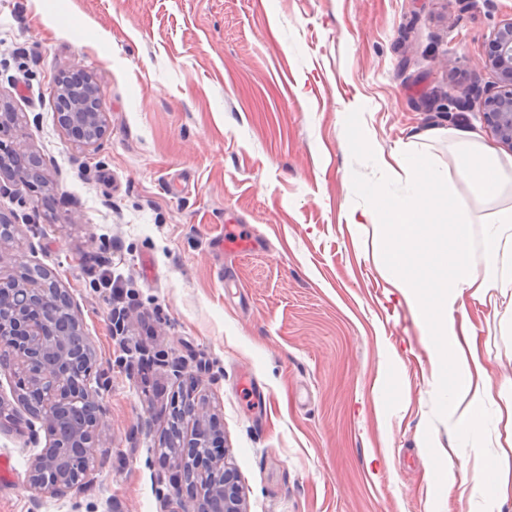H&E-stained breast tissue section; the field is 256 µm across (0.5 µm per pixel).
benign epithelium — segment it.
<instances>
[{
    "label": "benign epithelium",
    "instance_id": "benign-epithelium-1",
    "mask_svg": "<svg viewBox=\"0 0 512 512\" xmlns=\"http://www.w3.org/2000/svg\"><path fill=\"white\" fill-rule=\"evenodd\" d=\"M484 66L494 70L503 88L481 103L498 138L512 144V19L498 28ZM55 93L66 102L57 113L64 131H81L91 148L106 132V113L89 108L85 85L71 87L54 77ZM1 361H14L25 372V393L18 401L47 432L45 448L31 463L30 488L60 495L78 484L90 468L92 451L106 426L107 412L90 387L92 348L84 336L77 307L51 274L19 275L0 280ZM205 399H174L176 439L164 452L176 481L200 489L192 512H242L235 475L224 466L221 449L212 447L204 424Z\"/></svg>",
    "mask_w": 512,
    "mask_h": 512
}]
</instances>
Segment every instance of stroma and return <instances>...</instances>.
I'll return each instance as SVG.
<instances>
[{
    "label": "stroma",
    "instance_id": "obj_1",
    "mask_svg": "<svg viewBox=\"0 0 512 512\" xmlns=\"http://www.w3.org/2000/svg\"><path fill=\"white\" fill-rule=\"evenodd\" d=\"M510 19L512 0H0V109L42 173H0V277L38 266L68 290L108 420L82 484L35 494L40 448L18 371L0 367V456L16 467L0 512H191L159 459L191 375L245 512H480L436 481L475 452L448 448L442 376L367 213L372 191L406 190L397 148L451 167L426 130L512 157L482 109L436 107L497 91L483 61ZM78 70L106 113L89 149L59 127L51 85ZM228 224L257 249L224 252ZM478 333L500 386L512 335L489 305Z\"/></svg>",
    "mask_w": 512,
    "mask_h": 512
}]
</instances>
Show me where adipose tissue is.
I'll list each match as a JSON object with an SVG mask.
<instances>
[{
	"instance_id": "1",
	"label": "adipose tissue",
	"mask_w": 512,
	"mask_h": 512,
	"mask_svg": "<svg viewBox=\"0 0 512 512\" xmlns=\"http://www.w3.org/2000/svg\"><path fill=\"white\" fill-rule=\"evenodd\" d=\"M456 177L469 194L449 193L443 204L430 194L438 171L421 154H398L395 162L409 177L406 195L392 202L376 198L372 217L386 253L393 286L419 317L436 364L445 368L448 419L457 438L480 441L488 404L504 393L498 412L506 446L493 457L477 455L466 482L483 501L482 512H504L512 504V384L494 388L469 309L506 304L512 314V158H502L473 133L449 132ZM484 215L473 216L472 204ZM498 273L480 277L474 248Z\"/></svg>"
}]
</instances>
